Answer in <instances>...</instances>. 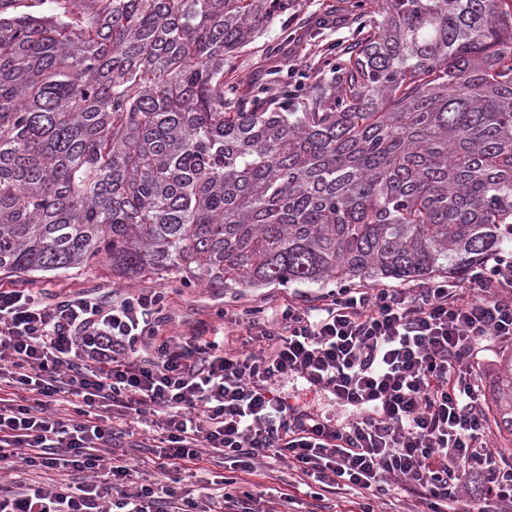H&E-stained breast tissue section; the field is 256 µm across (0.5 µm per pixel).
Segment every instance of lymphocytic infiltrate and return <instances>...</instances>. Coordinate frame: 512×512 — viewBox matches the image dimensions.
Here are the masks:
<instances>
[{"mask_svg":"<svg viewBox=\"0 0 512 512\" xmlns=\"http://www.w3.org/2000/svg\"><path fill=\"white\" fill-rule=\"evenodd\" d=\"M166 308L156 291L51 303L0 286V470L60 476L1 484L0 512H238L243 497L288 512V491L239 488L267 457L309 480L314 499L353 491L358 512L395 490L422 512H512V464L488 446L472 365L484 341L512 339L511 260L464 285H346L317 306L250 311L249 353L216 327L170 332ZM291 380L349 417L292 403L280 388ZM151 416L150 454L132 465L115 447ZM209 453L224 458L220 491L184 493ZM143 467L155 482L139 483Z\"/></svg>","mask_w":512,"mask_h":512,"instance_id":"obj_1","label":"lymphocytic infiltrate"}]
</instances>
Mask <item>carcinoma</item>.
Listing matches in <instances>:
<instances>
[{
    "mask_svg": "<svg viewBox=\"0 0 512 512\" xmlns=\"http://www.w3.org/2000/svg\"><path fill=\"white\" fill-rule=\"evenodd\" d=\"M0 0V272L466 281L512 246V0H346L303 88L229 83L292 0ZM512 434V361L498 392Z\"/></svg>",
    "mask_w": 512,
    "mask_h": 512,
    "instance_id": "obj_1",
    "label": "carcinoma"
}]
</instances>
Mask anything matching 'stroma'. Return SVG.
Segmentation results:
<instances>
[{
    "label": "stroma",
    "instance_id": "stroma-1",
    "mask_svg": "<svg viewBox=\"0 0 512 512\" xmlns=\"http://www.w3.org/2000/svg\"><path fill=\"white\" fill-rule=\"evenodd\" d=\"M337 0H295L288 12L278 16L260 33L256 41L239 57L237 76L248 82L272 81L275 70L288 72L302 85H309L318 61L319 49L350 40L351 29L340 20H329L328 14ZM281 45L278 58H267V43ZM18 288H34L46 301L83 290L95 291L112 298L140 291H159L165 294L169 311L175 318L176 331H188L199 323L218 325V309L243 310L276 306L282 299L297 302L312 301L323 291L315 285H268L259 288L238 286L218 290L198 285L184 286L168 279L122 281L113 278L108 267L95 265L85 269L35 273L26 279L0 273V284ZM512 355V341H496L480 352L473 362L483 399H490L501 375V361Z\"/></svg>",
    "mask_w": 512,
    "mask_h": 512
}]
</instances>
